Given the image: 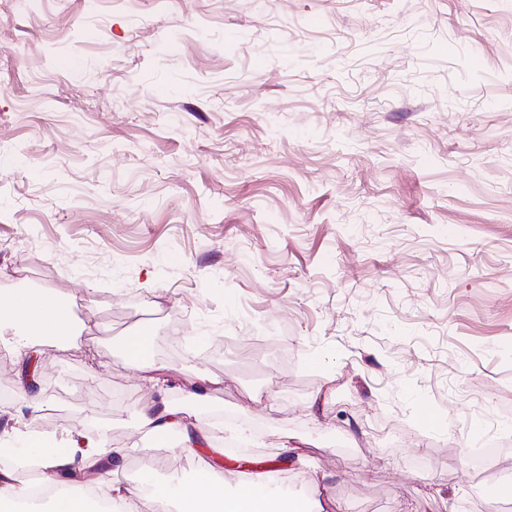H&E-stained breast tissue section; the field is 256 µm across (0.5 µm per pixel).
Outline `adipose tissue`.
Segmentation results:
<instances>
[{"label":"adipose tissue","mask_w":512,"mask_h":512,"mask_svg":"<svg viewBox=\"0 0 512 512\" xmlns=\"http://www.w3.org/2000/svg\"><path fill=\"white\" fill-rule=\"evenodd\" d=\"M7 325L45 338L77 333L69 302L57 295L1 292L0 328ZM138 424L157 433L179 432L182 449L188 453H197L210 443L207 432L187 421L163 397L142 410ZM23 456L38 469L39 481L53 488L58 487L63 475L89 472L96 475L97 497L61 494L51 499L47 512H96L101 499L118 504L119 512H140L139 494L117 478L126 454L123 449L110 447L106 435L80 441L70 435L45 437L28 433L23 438ZM324 481L323 474H310L307 483L311 494L297 504L269 491L251 498L228 496L223 485L211 480L198 481L190 487L169 486L154 494L153 501L156 512H169L173 506L178 512H327L324 500L317 497Z\"/></svg>","instance_id":"adipose-tissue-1"}]
</instances>
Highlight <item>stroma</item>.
I'll return each mask as SVG.
<instances>
[{"label":"stroma","mask_w":512,"mask_h":512,"mask_svg":"<svg viewBox=\"0 0 512 512\" xmlns=\"http://www.w3.org/2000/svg\"><path fill=\"white\" fill-rule=\"evenodd\" d=\"M69 298L0 437L192 485L170 405L334 512H512V0H0V291ZM218 378L205 399L193 387ZM319 398L310 412L311 398ZM301 442L286 449L289 439ZM147 338L154 340L152 331L146 330L127 336L124 340L125 357L136 370L145 373L157 385L165 369L154 364L149 355L142 352L141 345ZM137 426L150 427L154 432L163 434L178 431L182 439V450L187 453L196 454L198 448H205L211 440L207 432L191 424L168 404L163 391H159L158 400L142 410Z\"/></svg>","instance_id":"35a3bbf8"}]
</instances>
